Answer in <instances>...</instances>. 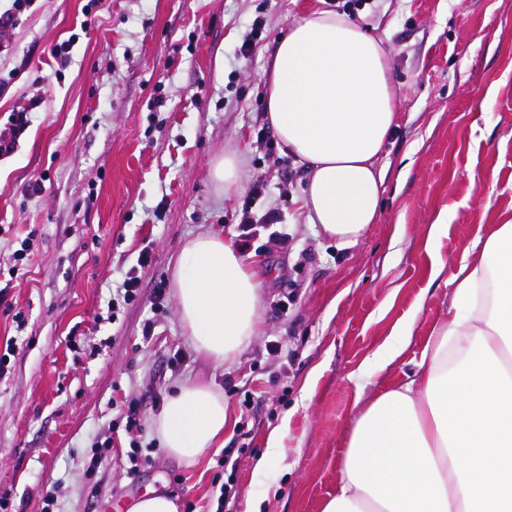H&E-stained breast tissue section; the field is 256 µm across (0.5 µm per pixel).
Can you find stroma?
I'll use <instances>...</instances> for the list:
<instances>
[{
    "instance_id": "35a3bbf8",
    "label": "stroma",
    "mask_w": 512,
    "mask_h": 512,
    "mask_svg": "<svg viewBox=\"0 0 512 512\" xmlns=\"http://www.w3.org/2000/svg\"><path fill=\"white\" fill-rule=\"evenodd\" d=\"M315 9L383 41L397 92L382 210L346 248L307 223L306 165L265 112L277 38ZM71 37L63 67L52 48ZM22 107L30 125L0 157V346L15 343L0 377V512H44L49 496L53 512H112L153 489L180 512H322L362 402L418 371L463 260L512 220V0H33L0 34V126ZM230 153L243 190L227 198L211 168ZM257 182L293 246L255 239L262 333L218 365L185 336L174 264L199 234L234 239ZM145 248L139 298L108 310ZM397 334L402 358L372 362ZM199 382L230 425L187 464L154 420ZM274 436L279 456L255 471Z\"/></svg>"
}]
</instances>
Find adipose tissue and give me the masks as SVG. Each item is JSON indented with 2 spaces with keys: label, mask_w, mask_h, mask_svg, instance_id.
I'll return each mask as SVG.
<instances>
[{
  "label": "adipose tissue",
  "mask_w": 512,
  "mask_h": 512,
  "mask_svg": "<svg viewBox=\"0 0 512 512\" xmlns=\"http://www.w3.org/2000/svg\"><path fill=\"white\" fill-rule=\"evenodd\" d=\"M266 113L307 164L301 209L338 245L376 223L378 160L397 126L381 39L324 10L293 21L265 73ZM187 340L221 363L260 332V283L222 235L188 240L175 265ZM451 311L424 371L361 410L323 512H512V221L497 224L455 277ZM229 423L221 395L182 387L154 421L164 448L195 463Z\"/></svg>",
  "instance_id": "ef3b65f1"
}]
</instances>
